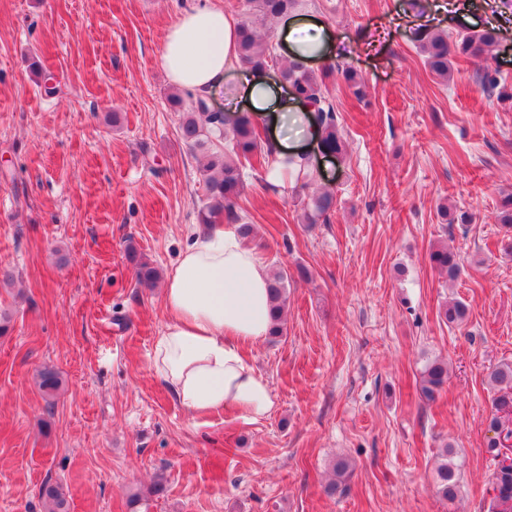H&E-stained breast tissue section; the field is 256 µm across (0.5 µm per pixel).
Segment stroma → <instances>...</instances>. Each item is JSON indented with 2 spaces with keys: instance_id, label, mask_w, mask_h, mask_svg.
<instances>
[{
  "instance_id": "stroma-1",
  "label": "stroma",
  "mask_w": 512,
  "mask_h": 512,
  "mask_svg": "<svg viewBox=\"0 0 512 512\" xmlns=\"http://www.w3.org/2000/svg\"><path fill=\"white\" fill-rule=\"evenodd\" d=\"M434 0H307L304 15L344 43L328 64L355 67L364 98L331 85L345 141L319 157L310 185L262 189L246 170L247 245L288 273L282 335L247 350L274 407L194 414L152 367L167 313L137 284L134 244L167 272L197 228L200 165L168 103L166 38L182 12L210 4L243 18V0H0V285L13 329L0 336V512H43L59 485L70 512H495L486 451L490 372L512 362V232L496 204L512 194V97L481 90L482 59H459L448 84L412 36ZM461 0L455 35L495 28L512 94V16ZM334 197L329 220L300 202ZM472 216L446 224L438 204ZM460 254L448 281L433 246ZM459 299L466 321L440 307ZM447 361L432 401L421 373ZM63 385L47 404L37 372ZM453 444L454 502L435 494L437 455ZM344 492L324 487L338 459ZM164 490L153 493L156 480ZM332 208L333 196L327 193L314 195L304 203L301 219L305 224H324L328 221V215Z\"/></svg>"
}]
</instances>
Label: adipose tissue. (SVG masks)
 <instances>
[{"instance_id":"1","label":"adipose tissue","mask_w":512,"mask_h":512,"mask_svg":"<svg viewBox=\"0 0 512 512\" xmlns=\"http://www.w3.org/2000/svg\"><path fill=\"white\" fill-rule=\"evenodd\" d=\"M238 22L218 7L187 10L167 35L163 64L180 89L207 94L221 87L238 62ZM287 55L314 60L332 46L317 20L295 15L281 28ZM241 104L273 126V153L298 152L320 135L299 105L286 101L280 84L264 72L242 75ZM270 272L234 230L211 224L191 234L164 279L168 322L157 337L156 373L186 409L208 414L237 410L252 421L273 408L267 382L248 362L247 347L270 329Z\"/></svg>"}]
</instances>
